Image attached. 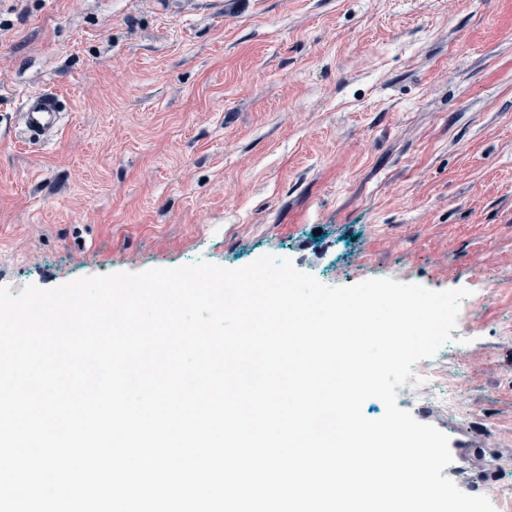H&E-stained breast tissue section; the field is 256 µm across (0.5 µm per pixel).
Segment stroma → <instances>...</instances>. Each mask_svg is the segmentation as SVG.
I'll return each mask as SVG.
<instances>
[{
    "mask_svg": "<svg viewBox=\"0 0 512 512\" xmlns=\"http://www.w3.org/2000/svg\"><path fill=\"white\" fill-rule=\"evenodd\" d=\"M32 90L63 102L44 143L16 139ZM265 255L494 284L453 339L459 414L397 405L512 512V0H0L1 287Z\"/></svg>",
    "mask_w": 512,
    "mask_h": 512,
    "instance_id": "1",
    "label": "stroma"
}]
</instances>
